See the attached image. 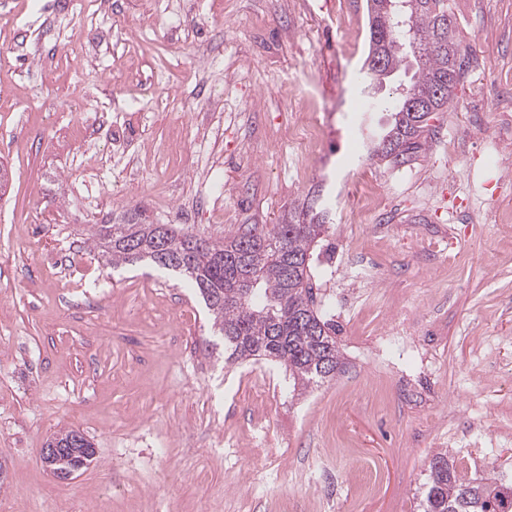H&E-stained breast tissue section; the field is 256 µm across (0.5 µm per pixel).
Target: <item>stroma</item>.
Returning a JSON list of instances; mask_svg holds the SVG:
<instances>
[{"instance_id": "obj_1", "label": "stroma", "mask_w": 512, "mask_h": 512, "mask_svg": "<svg viewBox=\"0 0 512 512\" xmlns=\"http://www.w3.org/2000/svg\"><path fill=\"white\" fill-rule=\"evenodd\" d=\"M47 2L0 0V512H417L436 452L512 475V138L476 213L441 198L468 195L512 113V0H448L470 68L395 166L356 139L365 0H189L181 32L173 0ZM366 175L378 225L348 214ZM317 190L334 211L311 283L346 365L300 398L270 363L225 366L181 278L87 242L137 211L270 228ZM71 428L95 459L60 480L40 450Z\"/></svg>"}]
</instances>
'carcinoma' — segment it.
Here are the masks:
<instances>
[{
    "label": "carcinoma",
    "mask_w": 512,
    "mask_h": 512,
    "mask_svg": "<svg viewBox=\"0 0 512 512\" xmlns=\"http://www.w3.org/2000/svg\"><path fill=\"white\" fill-rule=\"evenodd\" d=\"M366 2L369 41L384 43L387 65L397 73L406 51L391 28L384 0ZM416 2L412 23L420 60L407 90L441 112L453 100L468 50L455 38L447 0ZM376 102L390 119L381 130L369 133L368 155L404 164L428 143L430 129L405 108L404 95L397 92ZM328 223L324 199L313 196L270 229L253 226L217 237L192 227L143 224L131 218L91 225L88 241L108 267L147 261L183 275L206 304L212 328L224 342L225 361L276 362L288 371L291 392L300 396L333 379L345 366L336 327L316 306L310 286L314 243ZM52 441L65 449L75 471L95 457L92 442L78 430L62 431ZM417 499L418 512H512V478L464 479L444 450L429 459Z\"/></svg>",
    "instance_id": "carcinoma-1"
}]
</instances>
